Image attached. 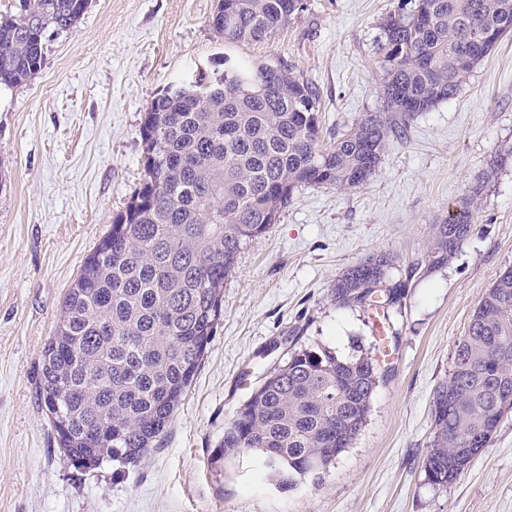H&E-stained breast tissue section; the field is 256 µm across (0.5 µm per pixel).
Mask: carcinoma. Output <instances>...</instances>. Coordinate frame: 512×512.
<instances>
[{"instance_id": "carcinoma-1", "label": "carcinoma", "mask_w": 512, "mask_h": 512, "mask_svg": "<svg viewBox=\"0 0 512 512\" xmlns=\"http://www.w3.org/2000/svg\"><path fill=\"white\" fill-rule=\"evenodd\" d=\"M89 0H13L0 13V85L38 73L46 43L72 28ZM305 0H217L231 47L268 41L306 11ZM512 33V0H414L384 27L382 106L328 147L320 101L282 63L225 53L195 80L170 83L144 113L145 177L112 229L84 260L45 348L40 395L59 449L73 466L132 462L158 447L222 316L224 282L250 240L277 223L305 186L359 188L387 141L420 112L454 97ZM464 202L433 228L426 266L448 263L470 235ZM392 258L347 268L343 306L389 310L400 285ZM382 380L366 352L292 347L224 425L221 455L257 452L279 487L320 478L364 427ZM512 411V267L473 310L452 372L435 390L428 481L452 483Z\"/></svg>"}]
</instances>
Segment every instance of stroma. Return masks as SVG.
Returning <instances> with one entry per match:
<instances>
[{
	"instance_id": "stroma-1",
	"label": "stroma",
	"mask_w": 512,
	"mask_h": 512,
	"mask_svg": "<svg viewBox=\"0 0 512 512\" xmlns=\"http://www.w3.org/2000/svg\"><path fill=\"white\" fill-rule=\"evenodd\" d=\"M405 3L308 0L271 40L228 49L209 25L216 0H89L42 69L0 89V512H512V413L452 484L424 472L434 392L474 307L512 266V36L456 96L409 121L367 185L301 188L244 245L160 447L132 464L73 467L39 396L64 295L144 178L141 123L157 94L223 51L278 60L317 88L329 142L380 109L383 24ZM470 197V236L424 272L433 226ZM378 252L403 296L351 448L320 481L289 489L255 455L221 459L225 423L288 339L341 357L373 350L372 311L338 305L333 285Z\"/></svg>"
}]
</instances>
